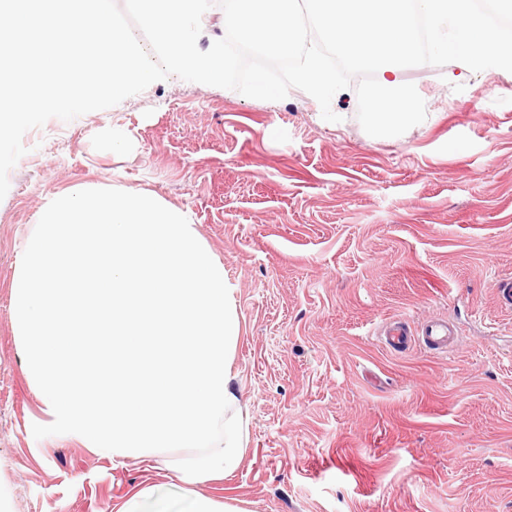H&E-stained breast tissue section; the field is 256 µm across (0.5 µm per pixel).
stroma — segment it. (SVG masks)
<instances>
[{
  "mask_svg": "<svg viewBox=\"0 0 512 512\" xmlns=\"http://www.w3.org/2000/svg\"><path fill=\"white\" fill-rule=\"evenodd\" d=\"M429 120L367 135L354 88L261 102L170 77L23 137L0 200V512H146L184 492L244 512H512V73L404 69ZM127 133L113 153L112 130ZM75 186L157 195L190 211L224 265L239 466L184 486L171 452H91L51 424L16 316L18 257L46 203ZM450 319L449 352L388 349L382 327Z\"/></svg>",
  "mask_w": 512,
  "mask_h": 512,
  "instance_id": "stroma-1",
  "label": "stroma"
}]
</instances>
